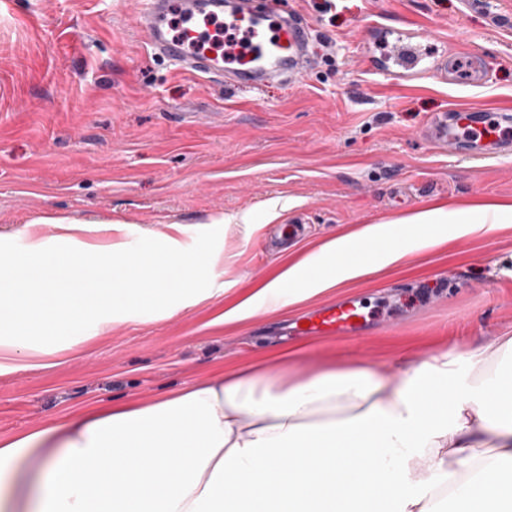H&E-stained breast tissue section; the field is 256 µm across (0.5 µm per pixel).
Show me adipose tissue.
<instances>
[{
    "label": "adipose tissue",
    "instance_id": "obj_1",
    "mask_svg": "<svg viewBox=\"0 0 512 512\" xmlns=\"http://www.w3.org/2000/svg\"><path fill=\"white\" fill-rule=\"evenodd\" d=\"M512 204L428 208L317 253L224 313L297 309L432 247L433 225L485 232ZM385 251L355 260L368 245ZM217 254L156 262L121 243L0 248V374L40 359L53 330L95 334L143 312L225 292ZM208 289L198 290L199 270ZM0 512H512V336L387 374L325 370L290 384L217 376L147 405L94 406L76 421L0 438Z\"/></svg>",
    "mask_w": 512,
    "mask_h": 512
}]
</instances>
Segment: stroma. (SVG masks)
Returning <instances> with one entry per match:
<instances>
[{"label": "stroma", "mask_w": 512, "mask_h": 512, "mask_svg": "<svg viewBox=\"0 0 512 512\" xmlns=\"http://www.w3.org/2000/svg\"><path fill=\"white\" fill-rule=\"evenodd\" d=\"M312 27L313 68L262 88L227 87L154 57L137 30L143 0H0V247L35 237L69 247L104 224L148 258L175 248L224 254L227 292L166 316L153 310L69 345L46 340L47 368L0 375V437L77 418L93 405L152 403L240 369L284 381L329 365L395 372L439 350L512 335V222L455 235L305 309L354 297L374 318L363 336H287L295 312L222 322L225 311L331 238L423 208L512 202V159L434 152L420 131L459 103H512V0H281ZM435 32L412 45L432 61L484 55L485 84L370 75L374 20ZM283 203L270 218L271 201ZM248 214L250 226L224 225ZM306 238L287 245L285 225Z\"/></svg>", "instance_id": "1"}]
</instances>
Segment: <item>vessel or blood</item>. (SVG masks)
Wrapping results in <instances>:
<instances>
[{
    "instance_id": "b4317fda",
    "label": "vessel or blood",
    "mask_w": 512,
    "mask_h": 512,
    "mask_svg": "<svg viewBox=\"0 0 512 512\" xmlns=\"http://www.w3.org/2000/svg\"><path fill=\"white\" fill-rule=\"evenodd\" d=\"M224 27V48L202 51L201 25ZM140 31L152 55L179 69L224 82L228 86H262L281 79L302 78L310 69L312 30L293 14L266 8L260 0H147L138 16ZM252 50L242 58L241 44ZM456 60H440L435 68L454 74ZM433 66L408 56L405 74L422 77ZM423 135L441 154L467 152L483 159L512 155V112L505 108H451L449 118L430 119ZM364 316L352 299L316 310L306 324L296 325L300 336L362 335Z\"/></svg>"
}]
</instances>
